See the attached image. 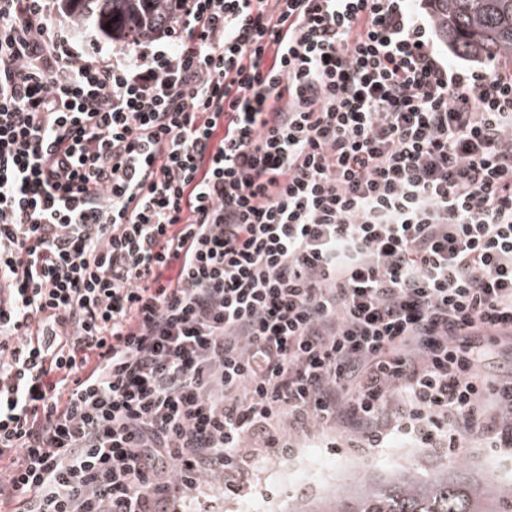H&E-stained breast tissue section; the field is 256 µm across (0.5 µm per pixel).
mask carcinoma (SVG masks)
<instances>
[{
  "label": "carcinoma",
  "instance_id": "cac0c4a2",
  "mask_svg": "<svg viewBox=\"0 0 512 512\" xmlns=\"http://www.w3.org/2000/svg\"><path fill=\"white\" fill-rule=\"evenodd\" d=\"M441 40L467 59L512 61V0H426ZM180 0H60L80 27L108 41L148 39L165 30ZM111 29H106V26ZM323 512H512V479L475 476L464 463L402 469L365 480Z\"/></svg>",
  "mask_w": 512,
  "mask_h": 512
}]
</instances>
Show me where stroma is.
I'll list each match as a JSON object with an SVG mask.
<instances>
[{
	"instance_id": "35a3bbf8",
	"label": "stroma",
	"mask_w": 512,
	"mask_h": 512,
	"mask_svg": "<svg viewBox=\"0 0 512 512\" xmlns=\"http://www.w3.org/2000/svg\"><path fill=\"white\" fill-rule=\"evenodd\" d=\"M357 439L347 424L333 428L310 424L305 433L294 436L293 454L266 460L253 470L243 490L231 493L211 486L200 500L201 512H281L288 499L348 490L365 473L386 476L400 465L432 469L449 457L447 449L426 448L396 432L378 448H356ZM456 458L467 462L474 473L494 467L502 477H512V453L483 447L478 434H462Z\"/></svg>"
}]
</instances>
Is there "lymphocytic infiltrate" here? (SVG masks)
<instances>
[{
	"instance_id": "1",
	"label": "lymphocytic infiltrate",
	"mask_w": 512,
	"mask_h": 512,
	"mask_svg": "<svg viewBox=\"0 0 512 512\" xmlns=\"http://www.w3.org/2000/svg\"><path fill=\"white\" fill-rule=\"evenodd\" d=\"M55 14L0 0V506L181 512L345 418L512 447V62L412 0H182L108 52Z\"/></svg>"
}]
</instances>
